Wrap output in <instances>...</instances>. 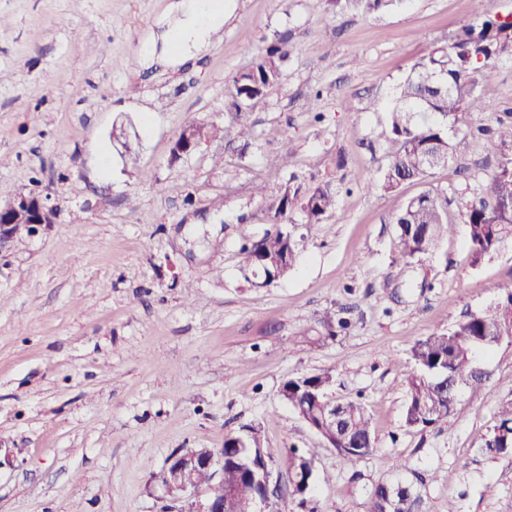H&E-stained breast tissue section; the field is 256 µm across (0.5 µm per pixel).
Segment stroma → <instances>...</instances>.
Listing matches in <instances>:
<instances>
[{"label": "stroma", "instance_id": "35a3bbf8", "mask_svg": "<svg viewBox=\"0 0 512 512\" xmlns=\"http://www.w3.org/2000/svg\"><path fill=\"white\" fill-rule=\"evenodd\" d=\"M176 2L0 0V202L35 191L56 212L0 253V512H167L156 479L169 456L222 448L245 424L260 427L279 485L289 449H318L320 512H365L370 489L396 481L418 512H512V458L479 448L512 399V345L443 430L405 426L403 374L417 340L512 288V234L475 268L462 221L512 156L495 134L512 120V58L477 72L494 98L452 133L447 166L374 187L397 84L462 21L512 14V0H224L223 29L186 58L170 33ZM281 38L279 82L235 112L226 83ZM191 123L217 134L173 159ZM292 177L331 183L336 210L296 224L295 268L257 288L240 227L270 229L254 187L273 195ZM428 190L447 198L455 232L406 261L393 219ZM326 310L350 332L324 338ZM317 373L371 417L376 447L356 464L281 397L289 378Z\"/></svg>", "mask_w": 512, "mask_h": 512}]
</instances>
